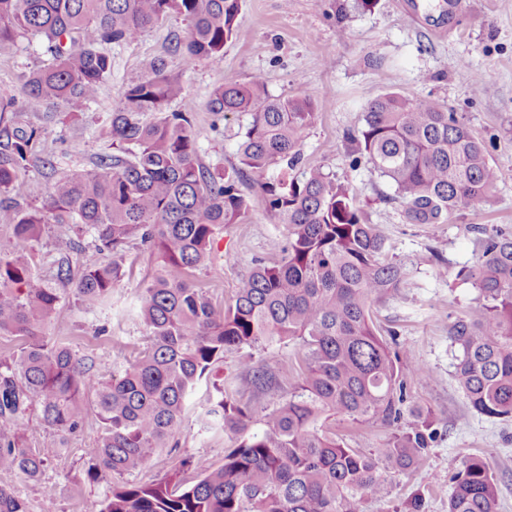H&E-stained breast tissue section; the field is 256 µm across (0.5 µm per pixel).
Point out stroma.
I'll return each mask as SVG.
<instances>
[{
	"label": "stroma",
	"instance_id": "obj_1",
	"mask_svg": "<svg viewBox=\"0 0 512 512\" xmlns=\"http://www.w3.org/2000/svg\"><path fill=\"white\" fill-rule=\"evenodd\" d=\"M238 24L237 38L224 47L221 68L201 64L186 70L180 57L167 55L194 108L201 160L227 168L236 164L249 121L245 114L208 111L215 84L258 80L273 96L318 100L331 94L303 134L304 162L353 186L355 205L366 223L378 225L386 237L388 257L410 271L397 291L375 303L373 320L387 331L391 350L410 351L432 370L431 381L408 380L406 403L431 413L435 434L421 467L391 474L387 494L366 499L364 512H408L414 500L421 502L420 512H448V465L470 453L481 454L497 480L499 512H512V420L489 418L470 407L454 378L448 336L454 318L478 303L477 290L464 279L478 260V230L512 232V0H245ZM185 30L184 22L173 19L147 30L137 43L113 48L112 76L77 121L48 124L43 113L21 110L22 122L45 125L44 153L57 170L92 168L98 155L109 152L101 132L124 79L145 61L166 55L170 35ZM42 60L38 48L23 39L0 49V88L18 87L20 75ZM389 91L439 99L464 117L501 171L499 183L480 203L454 211L444 224H409L390 181L370 165H352L357 145L349 135L360 127L368 103ZM241 189L252 203L248 221L221 230L205 265L192 276L219 309L248 278L254 260H280L287 245L288 228L266 210L254 179H245ZM69 232L68 226L54 224L39 240L22 245V253L33 257L44 278L53 279L56 240ZM126 268L124 286L115 292L110 309L83 310L68 284L56 316L44 328L47 336L116 373L146 345L142 324L127 312L138 285L158 270L159 261L153 252L133 247ZM246 378L239 357H229L224 382L239 390L243 401L271 410L288 396L275 386L252 390ZM326 424L363 451L384 447L394 432L388 425L358 424L339 416L329 417ZM98 433L90 412L62 439L39 413L31 414L22 446L47 457L44 484L55 488V512H92L108 494V482L93 483L86 475L85 452ZM174 440L175 447L159 449L133 473V481L162 478L182 457L221 466L225 451L235 445L227 435L201 429L192 408Z\"/></svg>",
	"mask_w": 512,
	"mask_h": 512
}]
</instances>
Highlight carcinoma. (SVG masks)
<instances>
[{
    "instance_id": "cac0c4a2",
    "label": "carcinoma",
    "mask_w": 512,
    "mask_h": 512,
    "mask_svg": "<svg viewBox=\"0 0 512 512\" xmlns=\"http://www.w3.org/2000/svg\"><path fill=\"white\" fill-rule=\"evenodd\" d=\"M243 0H0V48L25 39L48 63L24 72L20 95L51 121L75 119L112 76V46L131 45L171 18L187 23L167 53L187 67L219 64L238 35ZM180 78L156 56L124 81L112 109V152L95 167L57 172L42 156L44 129L18 120L17 96L0 91V335L21 340L18 354L0 356V472L41 480L46 459L19 447L30 413L60 436L80 426L86 403L99 422L96 447L86 450L90 478L112 483L94 512H361L364 499L387 493L388 468L404 472L423 459L433 422L419 410L384 448L365 453L329 431L330 412L352 422L391 425L402 415L405 377L431 379L423 365L391 355L372 318V305L400 288L404 267L388 259L385 236L364 221L350 184L303 165L301 141L326 99L272 97L264 85L226 81L209 93L217 114L249 116L238 164L207 166L191 123ZM65 106L56 116L54 107ZM357 156L394 187L408 224H444L448 214L482 201L499 169L464 118L439 100L413 101L398 92L376 98L352 137ZM49 170L44 199L32 201L25 175L35 162ZM276 175L266 176L270 169ZM259 179L266 209L288 225L278 262L256 261L224 311L217 312L189 272L206 260L214 236L248 220L251 202L240 185ZM49 224H71L89 235L108 261L73 279L71 238L58 241L56 282L75 283L88 310L112 307L131 245L158 252L161 269L138 289L136 316L149 339L121 373L93 364L45 336L61 303L60 289L19 251ZM467 278L483 303L455 317L449 335L454 377L477 413L512 419V233L480 236ZM299 342V364L271 346ZM264 349L247 383L276 385L288 397L267 412L230 391L218 373L228 357ZM211 385L200 425L236 437L224 464L178 461L165 477L136 483L126 476L165 448L198 383ZM259 432L251 431L255 423ZM199 479L186 485L185 468ZM448 512H498V487L484 458L450 464ZM0 512H28L0 485Z\"/></svg>"
}]
</instances>
